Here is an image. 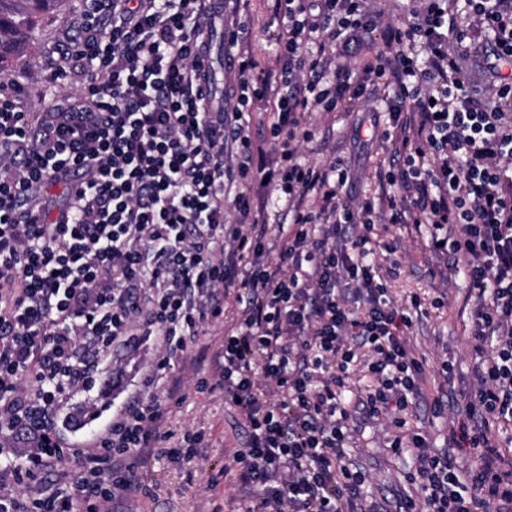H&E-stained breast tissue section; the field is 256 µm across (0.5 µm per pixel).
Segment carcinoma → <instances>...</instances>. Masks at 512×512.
Here are the masks:
<instances>
[{
    "instance_id": "obj_1",
    "label": "carcinoma",
    "mask_w": 512,
    "mask_h": 512,
    "mask_svg": "<svg viewBox=\"0 0 512 512\" xmlns=\"http://www.w3.org/2000/svg\"><path fill=\"white\" fill-rule=\"evenodd\" d=\"M65 0H0V75L37 39L41 18Z\"/></svg>"
}]
</instances>
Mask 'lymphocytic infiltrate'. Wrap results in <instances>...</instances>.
Segmentation results:
<instances>
[{
  "label": "lymphocytic infiltrate",
  "instance_id": "1",
  "mask_svg": "<svg viewBox=\"0 0 512 512\" xmlns=\"http://www.w3.org/2000/svg\"><path fill=\"white\" fill-rule=\"evenodd\" d=\"M272 2L277 71L240 51V21L224 29L230 110L202 106L211 0H79L54 71L82 79L78 102L37 118L0 84V512H112L148 494L138 473L149 459L193 463L204 435L168 447V409L182 400L179 369L207 361L215 372L196 389L235 403L248 433L235 457L243 512H364L366 473L345 460L343 380L363 348L374 383L362 411L388 417L391 452L416 461L396 512H512V454L487 434L512 429V78L501 74L512 0H465L464 24L449 0H419L385 32L403 53L363 60L358 83L328 72L326 55L367 27L366 0ZM475 27L485 42L473 61L498 79L490 98L450 49ZM368 87L386 93L401 159L386 174L392 223L416 213L433 253L466 257L476 293L475 382L442 453L403 431L424 365L407 342L410 315L380 301L367 247L375 204L350 209L342 161L304 163L296 146L314 137L308 112ZM256 100L272 106L273 159L248 134ZM253 179L284 196L287 214L268 218L236 191ZM229 202L248 223H227ZM357 222L364 235L340 245ZM342 280L352 299L337 293ZM232 287L246 307L213 351L201 338L223 322ZM146 341L139 388L113 409L100 394L122 373L109 351ZM77 412L92 433L63 438ZM455 448L474 451L475 466L460 469Z\"/></svg>",
  "mask_w": 512,
  "mask_h": 512
}]
</instances>
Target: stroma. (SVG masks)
Wrapping results in <instances>:
<instances>
[{
	"label": "stroma",
	"instance_id": "stroma-1",
	"mask_svg": "<svg viewBox=\"0 0 512 512\" xmlns=\"http://www.w3.org/2000/svg\"><path fill=\"white\" fill-rule=\"evenodd\" d=\"M76 5L77 0H67L61 11L45 16L30 55L11 67L8 79L22 90L32 111L49 110L80 96V82L71 80L58 86L46 80L42 68L43 61L55 52ZM415 6L416 0H369L368 11L376 23L357 32L352 54L342 58V65L353 70L365 56H393L382 32L387 25L405 23ZM224 8L237 11L246 25L244 47L260 66L274 62L280 29L267 0H224ZM307 123L315 137L302 144L301 161L325 164L343 160L348 180L342 198L353 207L367 198L378 201L372 216V260L386 288V302L401 307L410 296L420 298L421 310L413 317L408 343L425 372L419 383L420 396L410 409L408 428L421 432L431 450L444 451L449 431L462 418L461 405L472 380L475 358L471 332L477 301L460 271L465 261L457 259L456 270H449L447 257L431 251L427 228L416 225L413 215H406L403 223H390V210L380 197L389 190L382 175L392 165L394 155L390 144L380 140L390 127V114L380 97L363 95L346 112H310ZM151 353L148 342L135 352L121 346L111 350L112 360L123 367L122 376L113 381V408H120L137 391ZM445 360L453 365L449 379L440 372ZM183 392L185 400L172 407L168 426L176 436L188 428L206 432L208 441L199 449L196 463L183 466L165 456L151 461L142 480L152 485V495L125 498L114 504V512H213L218 506L223 512H236L239 501L234 457L246 443L241 417L223 394L198 393L189 382ZM392 432L384 417L356 424L353 445L347 450L348 459L368 473L364 506L369 512L407 489L406 477L415 469L411 453L395 455L389 450L387 440Z\"/></svg>",
	"mask_w": 512,
	"mask_h": 512
}]
</instances>
